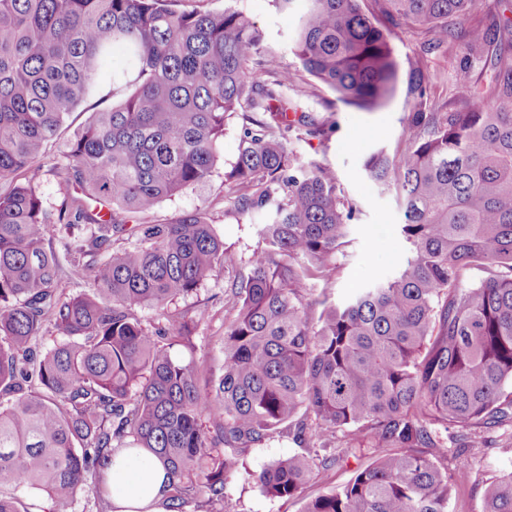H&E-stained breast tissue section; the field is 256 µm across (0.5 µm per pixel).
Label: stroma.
Instances as JSON below:
<instances>
[{
	"instance_id": "1",
	"label": "stroma",
	"mask_w": 512,
	"mask_h": 512,
	"mask_svg": "<svg viewBox=\"0 0 512 512\" xmlns=\"http://www.w3.org/2000/svg\"><path fill=\"white\" fill-rule=\"evenodd\" d=\"M185 8L220 12L231 8L244 13L262 31L264 39L261 57L267 62V80H275L279 71L294 72L299 88H308L312 78L306 73L292 50L291 39L296 28L295 11L279 9L275 0H184ZM423 35L414 29L401 30L393 41L399 64L397 91L390 103L372 112H360L337 105L335 112L326 113L323 100L329 97L326 87H318L316 96L305 99L308 111L326 115L331 129L323 141H291L290 147L302 160H315L329 166L336 174L345 201L357 210V219L348 227L349 243L344 256L338 257L331 276L317 282L316 294L329 301L343 302L358 289L383 280L403 268L410 256L409 246L401 234L402 215L390 194L381 192L367 176L363 162L377 148L394 151L404 132V118L411 110L406 97V82L410 69L421 66L435 74L433 97L444 102L454 91L453 79L461 64L452 52L440 50L431 54L421 51ZM95 99H87L67 120L68 130L50 147L45 160L48 168L38 186L45 205H54L62 190L57 177L49 168L64 162L71 131L80 128L95 111ZM241 139L239 119L228 120L220 141V159L203 184L185 189L151 214L160 222L183 211H203L229 250L241 256L237 269L219 273L196 293L177 299L168 306L169 313L200 314L193 331L197 360L207 362L214 374H221L224 364V325L232 317L224 306V291L236 274L247 273L259 248L257 226L252 218L234 212L224 197V173L235 162ZM301 446L292 433L286 432L265 444L239 449L240 471L225 481L224 496L234 512H302L305 504L317 495L346 484L360 464L352 458L330 470H317L301 493L291 499H278L264 493L254 480L255 474L274 462L300 452ZM471 481L467 488L448 505V512H481L480 482L512 470V433L496 431L487 436V445L468 451Z\"/></svg>"
}]
</instances>
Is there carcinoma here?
Instances as JSON below:
<instances>
[{
  "instance_id": "1",
  "label": "carcinoma",
  "mask_w": 512,
  "mask_h": 512,
  "mask_svg": "<svg viewBox=\"0 0 512 512\" xmlns=\"http://www.w3.org/2000/svg\"><path fill=\"white\" fill-rule=\"evenodd\" d=\"M180 0H0V512H33L45 493L67 508L123 448L167 466L169 512L224 503L239 457L286 428L306 452L256 475L289 499L311 477L365 451L373 462L303 512H448L470 478L448 435L475 448L512 424V0L490 23L476 0H276L302 3L293 38L305 72L336 102L371 112L393 98L392 39L409 26L423 49L478 58L463 93L438 105L433 77L412 68L406 135L364 161L403 212L412 256L394 276L340 305L312 298L335 269L357 209L335 172L305 164L285 141L323 140L294 74L269 83L263 36L243 13ZM112 102L92 113L52 172L64 188L37 192L47 146L91 98L115 51ZM241 121L224 197L261 217L262 247L224 291V374L193 356L198 318L168 304L238 266L199 210L144 222L163 201L206 182L226 122ZM91 292L64 298L53 247ZM162 312L148 327L135 308ZM61 340L42 355L45 324ZM482 512H512V471L486 482Z\"/></svg>"
}]
</instances>
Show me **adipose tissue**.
I'll list each match as a JSON object with an SVG mask.
<instances>
[{"instance_id": "ef3b65f1", "label": "adipose tissue", "mask_w": 512, "mask_h": 512, "mask_svg": "<svg viewBox=\"0 0 512 512\" xmlns=\"http://www.w3.org/2000/svg\"><path fill=\"white\" fill-rule=\"evenodd\" d=\"M165 480L160 459L140 449L120 452L103 471L104 484L112 493L113 512H166Z\"/></svg>"}]
</instances>
